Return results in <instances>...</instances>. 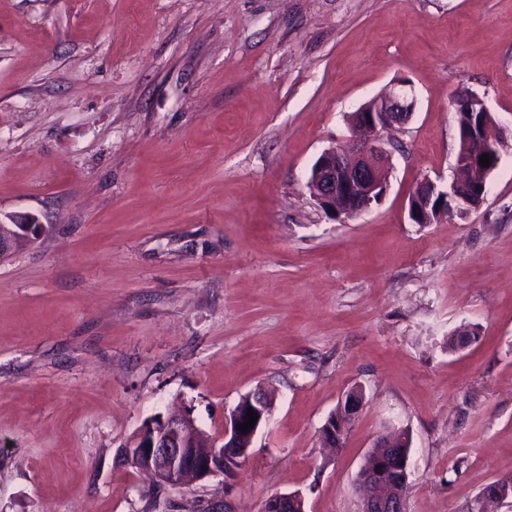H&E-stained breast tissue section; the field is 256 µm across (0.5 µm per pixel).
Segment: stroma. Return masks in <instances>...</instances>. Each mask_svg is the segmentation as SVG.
<instances>
[{
	"label": "stroma",
	"mask_w": 512,
	"mask_h": 512,
	"mask_svg": "<svg viewBox=\"0 0 512 512\" xmlns=\"http://www.w3.org/2000/svg\"><path fill=\"white\" fill-rule=\"evenodd\" d=\"M409 80L389 187L334 218L306 187L348 117ZM512 127V0H0V512H358L411 438L407 512L512 478V141L478 209L414 224L454 174L456 92ZM473 344L448 350L455 330ZM344 448L320 429L354 387ZM273 392L234 476L162 488L120 461L184 410L212 436ZM43 229L44 225L34 216L20 218L13 224H0V257L31 242ZM297 510V511H296ZM305 499L298 492L278 493L268 497L262 512H305Z\"/></svg>",
	"instance_id": "1"
}]
</instances>
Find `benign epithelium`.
<instances>
[{
	"mask_svg": "<svg viewBox=\"0 0 512 512\" xmlns=\"http://www.w3.org/2000/svg\"><path fill=\"white\" fill-rule=\"evenodd\" d=\"M455 108L472 115L490 112L485 101L472 91H462L454 98ZM415 99L410 85L399 81L379 94L350 118L351 126L369 134L368 140H353L346 147L324 150L313 164L307 188L318 205L332 214L347 218L357 216L379 203L388 189L392 152L385 147L384 138L409 123ZM490 121L458 132L461 149L456 156V169L461 176L454 178L446 189L425 178L409 197L408 214L414 224H434L448 214V204L462 203L468 210L478 208L486 194L487 176L500 162L506 137H491ZM486 154L491 163L481 166L480 157ZM44 225L33 216L11 224H0V257L31 242L43 232ZM365 404L362 390L349 391L339 405V417H330L320 430L322 441L331 448L344 446L348 433ZM257 414L255 426L249 431L238 429L247 422V410ZM271 402L260 392L250 394L249 403L226 416L224 432L218 438L208 437L206 448L198 450L186 445L189 437L204 434L188 415H175L145 426L136 436L128 456L135 458L136 468L154 475L166 485L178 480L182 485L192 480L222 474L237 469L250 454L257 433L268 420ZM405 446L396 433L378 438L375 449L368 453V462L357 474L363 490L358 512H407V470H392L389 477L375 479L376 470L386 465V458L377 449L396 456ZM262 512H305V499L298 492L278 493L268 497Z\"/></svg>",
	"mask_w": 512,
	"mask_h": 512,
	"instance_id": "benign-epithelium-1",
	"label": "benign epithelium"
}]
</instances>
